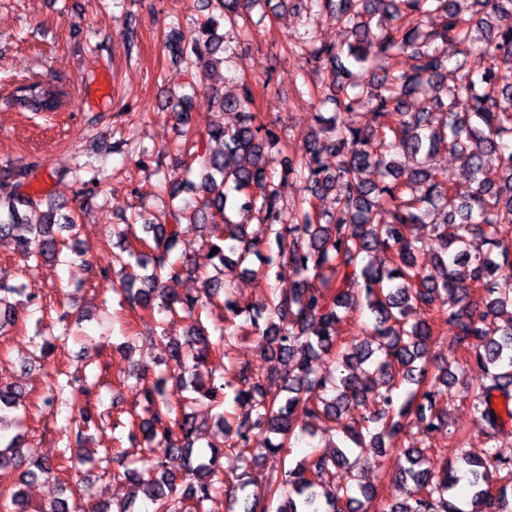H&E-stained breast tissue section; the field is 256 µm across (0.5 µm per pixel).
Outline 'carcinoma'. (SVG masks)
<instances>
[{
  "label": "carcinoma",
  "instance_id": "cac0c4a2",
  "mask_svg": "<svg viewBox=\"0 0 512 512\" xmlns=\"http://www.w3.org/2000/svg\"><path fill=\"white\" fill-rule=\"evenodd\" d=\"M308 1L331 22L342 27L347 48L315 46L313 38L298 37L287 52L308 65L326 71L330 95L321 100L333 103L337 112L317 121L333 132L323 141L314 132L305 137L300 151L279 146L278 135L253 111L249 86L239 97L213 93L222 110L238 116L232 127L216 125L197 136L190 127L187 97L177 113L181 124L179 169L183 176L162 173L174 208L173 224L144 221L142 234L132 223L119 232L121 253L120 292L141 309L154 312H183L191 323L184 342L161 335L154 342L167 346L169 368L143 378L141 393L144 416H131L129 423L147 443L142 470H126L123 476L142 486L152 512H214L213 477L224 448L207 443L209 457L192 463L196 426L186 408L203 399L221 409L232 397L230 417L218 414L228 447L243 463L255 458L251 434L262 431L265 452L286 451L297 435H313V422H339L344 444L329 452L312 453L283 469L258 493L246 497L243 512H357L353 503L376 505L375 512H504L512 494V460L498 455L494 447L469 448L453 463L437 450L419 442L410 428L431 433L447 424L444 407L450 367L431 366L429 341L436 325L453 329L452 341L461 357L486 372L488 382L470 391V405L490 428L512 421V150L503 144L512 135V0H296L295 8ZM257 0H205L214 9L200 23L190 41L177 30L164 40L167 50L195 70L210 67L209 58L221 54L229 63L236 46L224 41L220 28L228 26L247 35L264 21L250 17ZM435 29L424 32L428 22ZM438 39L458 46L452 67L434 47ZM375 44L388 64L368 71L355 69L367 58L365 46ZM456 75L447 83V73ZM428 92L424 105L412 112L408 100ZM11 97L24 108L52 111L59 98L36 84L20 87ZM358 113V125L346 124L338 113ZM395 115L385 125L380 118ZM443 147L461 160L469 182L474 184L466 199L427 166L430 154ZM336 156V169L324 164V154ZM496 165L500 181L481 178L486 168ZM380 177L365 178L369 169ZM304 182V194L292 205L280 204L274 188L275 173ZM196 175L198 180L190 179ZM26 173L0 182V238L13 240L25 261H55L60 249L59 233L73 231L74 221L50 205L39 218L29 215L30 200L15 191ZM426 185L424 193L414 186ZM203 196L198 209L179 197L180 192ZM335 194L336 213L327 216L318 201ZM255 215L261 237L248 232L247 221L231 214ZM185 219L211 224L212 240L204 242L203 262L174 256L178 222ZM435 224L437 255L431 266L419 262L423 247L411 237L414 224ZM275 245L276 252L263 254L262 241ZM216 254H211L212 248ZM391 254L390 266L375 264L372 254ZM135 259L131 263L122 253ZM258 261L254 274L288 276V291L256 306L242 308L224 297V326L217 341H211L200 325L199 312L216 304L224 288L222 275L227 265L248 266ZM216 274L207 280L206 300L200 295H177L165 282L179 280L201 268ZM479 281L486 295L476 299L468 285ZM16 286H0V335L11 324L9 294H21ZM447 294L443 299L441 294ZM367 310L370 326L365 336L348 349L337 347L342 324L354 313ZM427 314L412 319L417 312ZM266 342L264 355L278 363L279 389L270 390L264 378L245 365L237 371L236 385L214 381L205 384L186 379L182 350L197 363L245 329ZM335 358V371H321L323 360ZM412 386L404 400L395 392ZM87 386L76 380H56L50 385L47 406L78 408L65 429L59 460L52 462L25 448L21 438L0 441V470L19 473L18 489L12 500L14 512H23L24 486L39 477L52 479L58 471L88 460L82 454L92 419L78 406ZM22 391L0 388V431L9 422H20L15 414L22 405ZM352 406H366L350 423L340 422ZM367 448H392L403 452L408 463L400 478L414 486L411 501L390 505L381 502L377 486L359 482H334L338 470H361L368 464ZM178 452L186 462L185 488L177 492V476L170 472L165 456ZM470 480L469 510L459 507L454 489L459 470ZM69 498L50 504L45 512H85L80 504L81 488L69 489Z\"/></svg>",
  "mask_w": 512,
  "mask_h": 512
}]
</instances>
